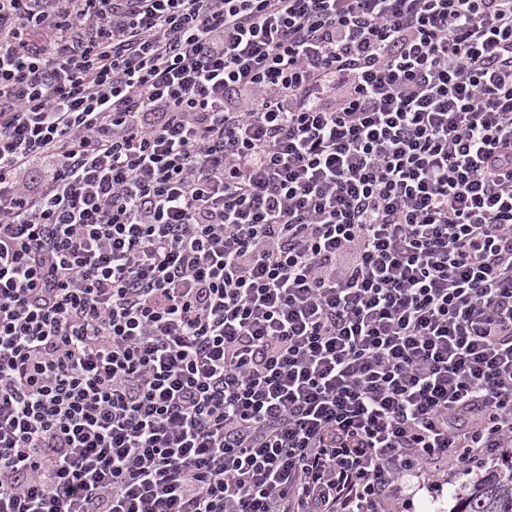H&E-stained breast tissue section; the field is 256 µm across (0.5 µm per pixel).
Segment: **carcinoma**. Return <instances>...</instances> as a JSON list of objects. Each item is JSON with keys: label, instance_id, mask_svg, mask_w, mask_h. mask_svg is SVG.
Here are the masks:
<instances>
[{"label": "carcinoma", "instance_id": "cac0c4a2", "mask_svg": "<svg viewBox=\"0 0 512 512\" xmlns=\"http://www.w3.org/2000/svg\"><path fill=\"white\" fill-rule=\"evenodd\" d=\"M450 512H512V461L490 467L456 494Z\"/></svg>", "mask_w": 512, "mask_h": 512}]
</instances>
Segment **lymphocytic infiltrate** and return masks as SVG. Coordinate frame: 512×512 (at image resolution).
<instances>
[{"label":"lymphocytic infiltrate","instance_id":"f902f5d3","mask_svg":"<svg viewBox=\"0 0 512 512\" xmlns=\"http://www.w3.org/2000/svg\"><path fill=\"white\" fill-rule=\"evenodd\" d=\"M512 448V0H0V512H405Z\"/></svg>","mask_w":512,"mask_h":512}]
</instances>
